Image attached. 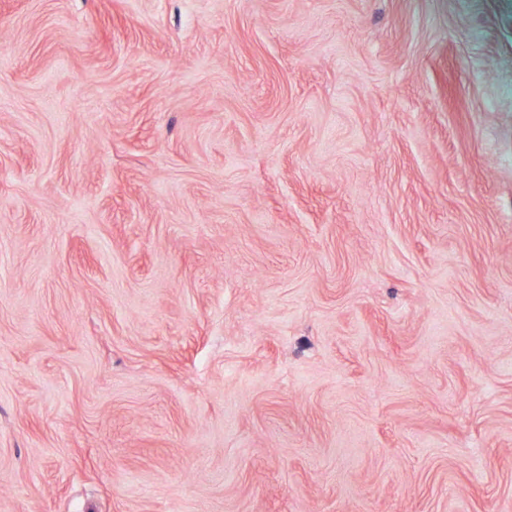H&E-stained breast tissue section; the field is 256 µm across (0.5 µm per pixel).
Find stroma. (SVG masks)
Wrapping results in <instances>:
<instances>
[{
  "label": "stroma",
  "instance_id": "stroma-1",
  "mask_svg": "<svg viewBox=\"0 0 512 512\" xmlns=\"http://www.w3.org/2000/svg\"><path fill=\"white\" fill-rule=\"evenodd\" d=\"M0 512H512V0H0Z\"/></svg>",
  "mask_w": 512,
  "mask_h": 512
}]
</instances>
